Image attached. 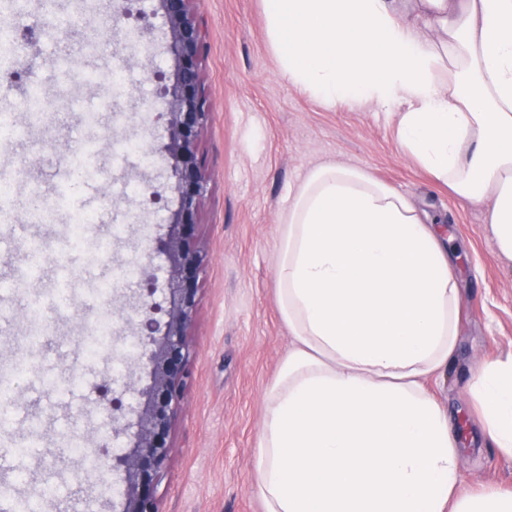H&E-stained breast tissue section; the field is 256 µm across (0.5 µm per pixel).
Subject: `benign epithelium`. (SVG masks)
<instances>
[{"mask_svg": "<svg viewBox=\"0 0 512 512\" xmlns=\"http://www.w3.org/2000/svg\"><path fill=\"white\" fill-rule=\"evenodd\" d=\"M192 0H158L168 25L170 49L178 60L175 79L157 76L158 94L164 108L156 120L165 126L168 141L157 146L167 158L169 179L177 192V209L167 232L141 243L147 257L157 254L170 267L169 297L155 301L157 283L145 275L138 289L134 326L147 383L133 370L125 388L139 396L131 408L123 394L104 384L99 404L101 413L112 419V435L128 439V448L111 459L109 470L121 483V497L112 504L115 512H159L154 483L169 465L171 450L166 436L181 409L190 379L189 328L196 313V293L204 271V245L194 233V217L207 194V177L198 142L209 116L210 101L200 74L206 49L207 29L191 8ZM135 0H120L112 18L113 33L125 35L130 20L138 21L134 31L142 44L151 42L154 26L150 16L134 8ZM140 205L154 207L163 200L158 187L144 180Z\"/></svg>", "mask_w": 512, "mask_h": 512, "instance_id": "obj_1", "label": "benign epithelium"}]
</instances>
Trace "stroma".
<instances>
[{
    "mask_svg": "<svg viewBox=\"0 0 512 512\" xmlns=\"http://www.w3.org/2000/svg\"><path fill=\"white\" fill-rule=\"evenodd\" d=\"M114 0H16L0 12V24L21 38L19 56L8 64L20 82L0 84V113H12L27 125L25 139L0 137V169L11 175V223H0V282L11 283L10 315L0 320V367L22 363L9 406L0 417V448H23L39 442V453L19 469L0 467V490L39 497L40 512H98L86 500L90 488L115 496L107 468L90 469L72 454V438L88 447L113 438L112 423L98 409V387L125 381L113 368H132L127 347L132 335L128 317L136 281H119L108 298L100 287L129 263L143 264L141 240L168 224L177 194L163 161L151 148L165 137L153 123L163 102L154 73L172 74L173 55L167 26L157 16L156 0H139L155 12V42L146 51L133 38L112 36ZM204 20L207 50L201 72L211 101L199 151L206 162L208 192L198 210V233L206 246L205 269L197 292V314L190 329L191 377L183 408L167 434L169 468L156 487L160 512H263L253 489L252 462L263 418V394L275 378L292 339L276 311L272 250L288 192L311 166L333 162L365 170L431 215L455 258L453 274L460 289L455 359L443 381H427V390L444 407L457 432L460 468L471 490H511L512 456L500 453L481 432V410L469 389L471 374L489 360L512 358V260L502 256L486 222L487 205L459 198L398 144L394 118L370 106L343 102L328 108L279 75V62L265 32L261 0H193ZM97 43L100 54L83 47ZM68 56L77 73L93 72L95 81L61 84L51 73L58 56ZM123 68L122 88L110 75ZM39 89L43 110L31 119L25 97ZM92 100L95 118L72 108L74 99ZM142 141L143 152L113 162V148ZM94 153L87 185L96 192L98 221L77 248L59 251L68 239L72 205L60 204L64 186L59 170L86 153ZM145 178L163 188L168 206L142 211L125 193ZM39 194L55 219L27 221L32 194ZM41 241L45 261L37 279L22 280L27 244ZM66 264L74 276L67 293H58L56 272ZM50 297L44 320L54 334L34 351L24 339L32 329L30 304ZM112 322L108 345L96 359L84 346L102 317ZM51 361L60 381L79 376L78 387L60 395L37 380L38 362ZM38 429H31V421Z\"/></svg>",
    "mask_w": 512,
    "mask_h": 512,
    "instance_id": "1",
    "label": "stroma"
}]
</instances>
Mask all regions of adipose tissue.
<instances>
[{
    "mask_svg": "<svg viewBox=\"0 0 512 512\" xmlns=\"http://www.w3.org/2000/svg\"><path fill=\"white\" fill-rule=\"evenodd\" d=\"M262 0L281 75L323 105L397 117L399 143L488 222L512 258V0ZM276 303L292 338L264 394L254 461L264 512H512L464 492L447 414L422 382L455 350L459 291L443 238L400 192L324 163L277 227ZM484 431L512 456V360L472 377Z\"/></svg>",
    "mask_w": 512,
    "mask_h": 512,
    "instance_id": "ef3b65f1",
    "label": "adipose tissue"
}]
</instances>
